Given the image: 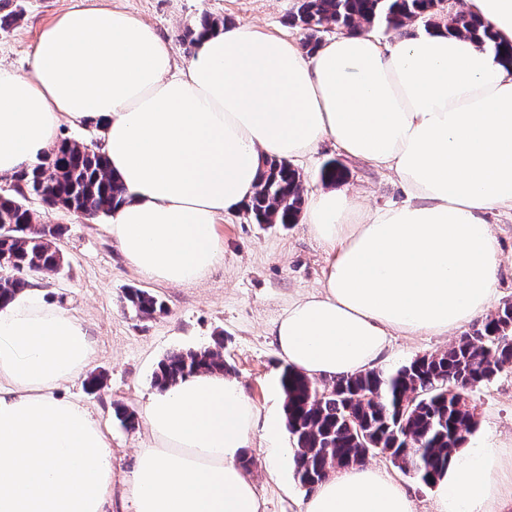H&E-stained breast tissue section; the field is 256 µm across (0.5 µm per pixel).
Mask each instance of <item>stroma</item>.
<instances>
[{"label":"stroma","instance_id":"obj_1","mask_svg":"<svg viewBox=\"0 0 512 512\" xmlns=\"http://www.w3.org/2000/svg\"><path fill=\"white\" fill-rule=\"evenodd\" d=\"M81 0H0V15L13 14V22L0 28V66L30 76L34 45L56 17ZM92 4L135 13L173 46L177 67H184L193 48L183 40L187 27L208 15L231 24H254L275 35L298 36L291 18L298 0H91ZM342 165L343 186L357 193L370 209L399 203L402 190L395 176L342 155L331 141L316 154L297 163L304 191L322 184L320 170L328 161ZM39 223L66 229L59 241L65 265L50 276L43 296L76 316L91 337L96 356L87 375L67 384V393L80 396L106 425L116 477L136 463V451L148 441L143 423L124 427L115 416L119 406L141 411L155 392L154 374L172 350L219 348L232 375L261 412L282 411L279 373L283 365L266 332L268 324L299 293L318 287L328 254L309 236L303 223L282 226L258 224L247 212L218 224L224 240V263L198 284L171 286L141 277L124 261L107 231L110 216H83L65 209H48L33 201ZM148 290L164 304V311L142 319L130 309L129 287ZM442 336L394 337L378 368L389 371L413 359L447 349ZM100 376L91 385V376ZM468 401L477 425L474 436H494L512 448V367L491 382L474 388ZM254 459L256 491L266 512H296L305 492L293 471L269 474L260 448L249 449Z\"/></svg>","mask_w":512,"mask_h":512}]
</instances>
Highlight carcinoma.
<instances>
[{"instance_id": "cac0c4a2", "label": "carcinoma", "mask_w": 512, "mask_h": 512, "mask_svg": "<svg viewBox=\"0 0 512 512\" xmlns=\"http://www.w3.org/2000/svg\"><path fill=\"white\" fill-rule=\"evenodd\" d=\"M446 27L476 38L506 63L512 45L500 47L470 15L447 13L442 0H299L292 24L315 49L321 34L379 27L387 32L418 25ZM102 144L59 142L43 161L11 177L0 191V257L11 264L0 275V305L31 286L38 275L56 273L59 224H40L29 206L38 200L85 216L108 215L124 201L125 190L108 168ZM304 205L300 174L287 160L266 161L248 212L258 224H294ZM126 300L140 318L164 311L148 291L133 287ZM512 367V304H506L442 352L418 357L392 371L370 370L348 378L311 380L286 365L280 373L286 428L297 453L295 476L311 488L331 470L360 465L366 455L383 454L424 485L444 476L451 458L477 425L467 397L479 385ZM228 372L217 349L173 350L158 364L155 385L162 389L198 370Z\"/></svg>"}]
</instances>
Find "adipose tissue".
I'll return each mask as SVG.
<instances>
[{"mask_svg": "<svg viewBox=\"0 0 512 512\" xmlns=\"http://www.w3.org/2000/svg\"><path fill=\"white\" fill-rule=\"evenodd\" d=\"M512 43V0H465ZM32 75L0 68V176L40 161L62 121L102 122V150L125 200L109 232L128 266L167 285L202 282L224 262L220 222L250 201L270 159L322 141L392 172L401 203L371 210L345 188L307 196L303 222L330 259L319 288L270 326L278 356L313 379L371 370L396 336H444L495 304L502 264L487 217L512 213V65L444 29L387 39L354 31L307 50L251 24L198 31L173 49L124 9L76 6L47 25ZM81 321L39 286L0 307V512H265L242 454L279 421L232 375L199 372L151 394L152 443L113 495L108 431L66 383L88 369ZM297 512H418L385 469H336ZM433 512H512V464L495 439L461 449Z\"/></svg>", "mask_w": 512, "mask_h": 512, "instance_id": "ef3b65f1", "label": "adipose tissue"}]
</instances>
